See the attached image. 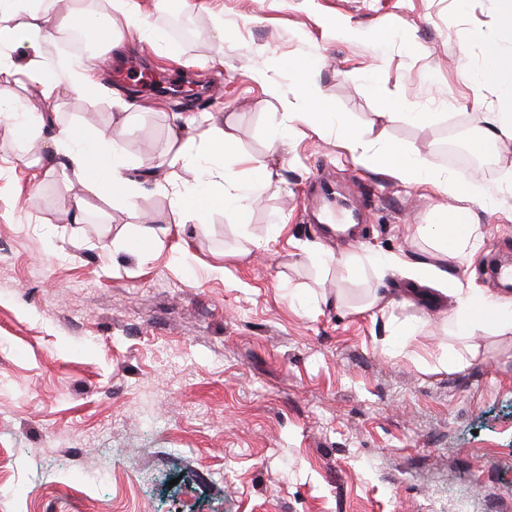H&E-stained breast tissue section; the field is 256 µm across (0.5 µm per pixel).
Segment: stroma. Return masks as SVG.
I'll list each match as a JSON object with an SVG mask.
<instances>
[{
  "label": "stroma",
  "mask_w": 512,
  "mask_h": 512,
  "mask_svg": "<svg viewBox=\"0 0 512 512\" xmlns=\"http://www.w3.org/2000/svg\"><path fill=\"white\" fill-rule=\"evenodd\" d=\"M138 2L163 39L130 31L125 53L213 78L192 107L132 95L103 69L92 96H48L28 44L0 49L18 68L0 85V512H512V334H459L454 296L376 267L402 255L512 298L487 274L512 257V144L487 169L437 151L457 138L472 153L497 109L493 89L472 88L500 35L494 0H195L189 44L167 32L171 9ZM298 60L349 126L480 187L470 258L423 232L456 199L361 164L336 135L293 118L287 151L269 155L272 113L308 108ZM124 102L137 195L75 215L79 180L24 166L8 128L40 112L44 134L91 135ZM389 102L402 116L386 123ZM188 118L233 125L241 154L270 157L280 190L249 223L220 208L200 226L169 222L154 176ZM323 173L363 207L349 241L306 207ZM374 288L387 305L368 307Z\"/></svg>",
  "instance_id": "obj_1"
}]
</instances>
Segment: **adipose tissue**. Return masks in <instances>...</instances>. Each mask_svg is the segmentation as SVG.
Segmentation results:
<instances>
[{"mask_svg":"<svg viewBox=\"0 0 512 512\" xmlns=\"http://www.w3.org/2000/svg\"><path fill=\"white\" fill-rule=\"evenodd\" d=\"M502 42L489 44L482 65L474 79L473 90L482 93L485 87H494L497 109L488 113L477 148H499L512 143V0H496ZM53 0H0V47L24 40L34 47H42L62 31L80 24L92 35L96 44L108 45L113 50L124 47V33L142 29L137 0H113L111 12L97 14L74 4L68 12L56 14ZM41 118L28 114L26 120L10 128L15 140L32 144V164L49 171H71L78 176L85 196L74 201L76 212L85 211L88 195H107L113 204L126 205L135 197L138 185L129 175L125 145L136 127L131 116H124L115 126L86 136L78 127L70 125L57 130L50 137H42ZM343 144L358 159L373 168L391 171L405 183L423 182L437 185L441 191L458 199L457 207L449 209L440 221L430 225L428 234L439 252L446 257H465L476 247L468 201L475 197L474 189L460 180L444 177L430 168L422 159L405 148L388 144L377 146L375 139L359 130H342ZM238 137L233 128L211 126L201 139L174 136L177 149L171 166L190 170L193 184L177 189L173 175L164 182L173 186L172 217L174 223H203L206 214L222 205L239 221H247L252 206L260 201L253 195L254 185L271 188L276 178L267 159H257L236 150ZM207 154L209 165H201L200 154Z\"/></svg>","mask_w":512,"mask_h":512,"instance_id":"1","label":"adipose tissue"}]
</instances>
